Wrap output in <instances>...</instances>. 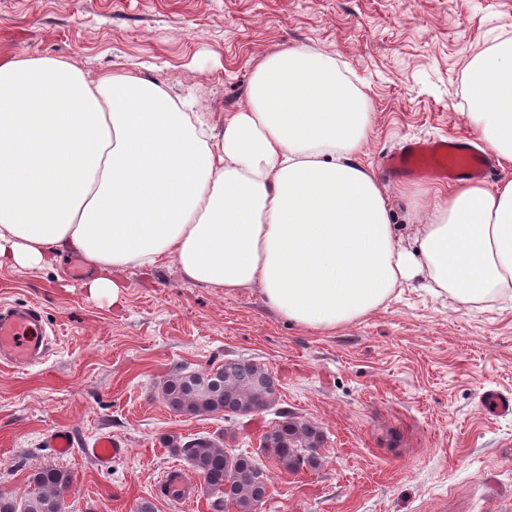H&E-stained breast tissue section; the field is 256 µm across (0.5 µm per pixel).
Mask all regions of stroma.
<instances>
[{"instance_id": "35a3bbf8", "label": "stroma", "mask_w": 512, "mask_h": 512, "mask_svg": "<svg viewBox=\"0 0 512 512\" xmlns=\"http://www.w3.org/2000/svg\"><path fill=\"white\" fill-rule=\"evenodd\" d=\"M512 40V0H0V58L73 62L132 72L192 93L198 111L226 117L244 103L250 72L289 48L332 55L368 95L372 129L360 158L407 138L473 135L465 65ZM396 236L413 249L419 216L408 194L427 180L384 178ZM51 269L0 267V303L40 307L52 338L42 364H0V493L23 494L51 464L73 475L66 512H211L198 476L168 445L229 435L258 452L285 410L324 432L317 469L274 476L260 512H512V416L486 391L512 393V299L462 305L417 277L378 310L333 331L305 330L269 309L259 289L216 290L169 261L128 268L126 298L91 296ZM272 375L269 409L243 419L178 415L163 402L167 375L208 373L227 359ZM74 433L59 454L47 436ZM126 453L100 467L84 447L101 433ZM183 468L193 506L157 492Z\"/></svg>"}]
</instances>
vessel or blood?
Listing matches in <instances>:
<instances>
[{
    "instance_id": "vessel-or-blood-1",
    "label": "vessel or blood",
    "mask_w": 512,
    "mask_h": 512,
    "mask_svg": "<svg viewBox=\"0 0 512 512\" xmlns=\"http://www.w3.org/2000/svg\"><path fill=\"white\" fill-rule=\"evenodd\" d=\"M384 169L398 178H428L443 182L484 179L493 171L489 151L476 150L463 135L432 139L409 138L383 159ZM50 339L36 306L0 304V358L15 368H28L48 357ZM124 445L111 435H99L88 450L101 466L123 455ZM161 494L193 504L194 494L178 470L161 481Z\"/></svg>"
}]
</instances>
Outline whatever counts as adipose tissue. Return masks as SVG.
<instances>
[{
    "mask_svg": "<svg viewBox=\"0 0 512 512\" xmlns=\"http://www.w3.org/2000/svg\"><path fill=\"white\" fill-rule=\"evenodd\" d=\"M466 73L467 120L512 166V41ZM371 123L366 92L320 50L264 57L218 125L134 73L0 60V265L71 250L96 272L88 293L118 305L126 269L170 260L207 288L259 287L269 309L326 331L419 276L463 304L512 291V180L451 187L402 250L358 158Z\"/></svg>",
    "mask_w": 512,
    "mask_h": 512,
    "instance_id": "ef3b65f1",
    "label": "adipose tissue"
}]
</instances>
